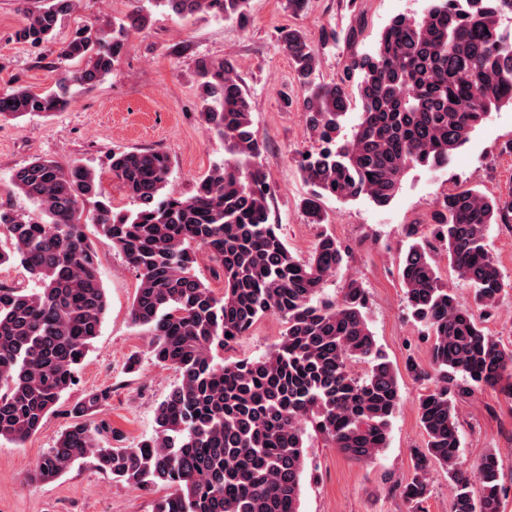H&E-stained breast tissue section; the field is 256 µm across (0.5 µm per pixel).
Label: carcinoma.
<instances>
[{
    "label": "carcinoma",
    "mask_w": 512,
    "mask_h": 512,
    "mask_svg": "<svg viewBox=\"0 0 512 512\" xmlns=\"http://www.w3.org/2000/svg\"><path fill=\"white\" fill-rule=\"evenodd\" d=\"M77 2L20 0L24 22L15 40L33 47L52 41ZM146 2L109 26L76 28L52 61L62 70L55 85L1 90L0 119L64 111L73 86L103 82L129 35L144 30L156 10L244 22L250 0ZM511 17L512 0H431L419 18H392L376 51L355 58L330 84L315 73L320 50L336 33L324 32L315 43L300 30L281 31L293 82L308 92L303 107L322 142L296 159L309 186L301 208L310 223L327 222L326 200L389 206L409 170L448 167L492 110L512 107V32L501 24ZM195 79L200 117L227 157L193 195L167 191L172 159L159 150L112 152V178L136 204L125 212L112 210L102 174L81 162L38 157L14 171L13 186L34 210L0 202L7 242L0 244V266L19 263L36 289L0 284V437L21 445L42 427L98 336L108 302L84 231L95 224L138 271L132 323L147 336L152 360L177 372L179 383L157 408L154 436L131 447L118 445L122 435L110 424H92L110 391L88 394L28 481H55L89 458L134 490L166 486L153 512H299L307 430L355 461L376 457L400 405L398 369L369 327L359 283L348 282L334 300L322 297L347 248L323 233L300 258L278 235L260 166L264 143L234 65L202 61ZM354 92L361 122L341 144L340 120ZM492 224H512V189L497 196L451 191L438 202L429 234L417 235L412 224L406 230L411 242L398 275L411 317L430 339L428 366L406 361L423 386L425 447L414 453L413 476L400 486L416 512L430 495L435 465L455 486L452 512H501L498 457L489 453L473 471L461 469L456 412L457 402L480 386L512 395V350L485 332L475 313L496 307L506 287L488 250ZM200 249L222 280L219 294L195 273ZM438 250L471 288L475 306L442 281ZM267 315L285 325L270 352L224 360V348ZM353 361L366 365L363 375L351 372Z\"/></svg>",
    "instance_id": "carcinoma-1"
}]
</instances>
